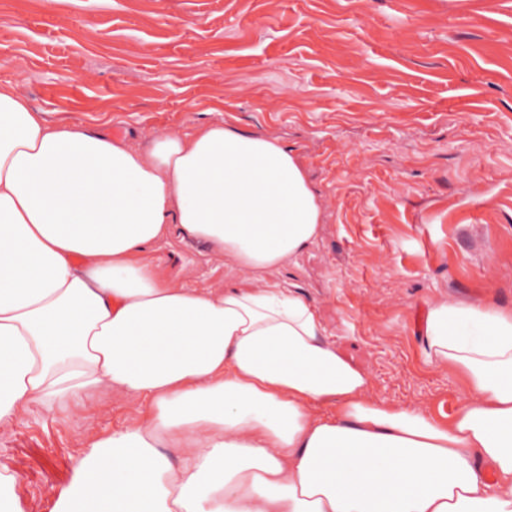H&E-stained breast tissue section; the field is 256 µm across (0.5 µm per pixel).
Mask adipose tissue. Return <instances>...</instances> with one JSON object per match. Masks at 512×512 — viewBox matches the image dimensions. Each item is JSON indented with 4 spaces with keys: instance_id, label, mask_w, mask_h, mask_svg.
Listing matches in <instances>:
<instances>
[{
    "instance_id": "1",
    "label": "adipose tissue",
    "mask_w": 512,
    "mask_h": 512,
    "mask_svg": "<svg viewBox=\"0 0 512 512\" xmlns=\"http://www.w3.org/2000/svg\"><path fill=\"white\" fill-rule=\"evenodd\" d=\"M298 155L200 123L143 146L50 122L0 81V438L34 408L89 424L52 512H512V310L430 303L453 414L379 398L300 289L323 229ZM205 242L234 281L191 288L148 255Z\"/></svg>"
}]
</instances>
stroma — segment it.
I'll return each instance as SVG.
<instances>
[{"label": "stroma", "mask_w": 512, "mask_h": 512, "mask_svg": "<svg viewBox=\"0 0 512 512\" xmlns=\"http://www.w3.org/2000/svg\"><path fill=\"white\" fill-rule=\"evenodd\" d=\"M0 80L146 142L205 122L280 136L325 207L280 280L379 397L466 400L423 325L440 293L512 308V0H0ZM152 255L192 286L237 277L191 238ZM91 415L112 430L129 412L36 409L0 440L28 512H51Z\"/></svg>", "instance_id": "1"}]
</instances>
